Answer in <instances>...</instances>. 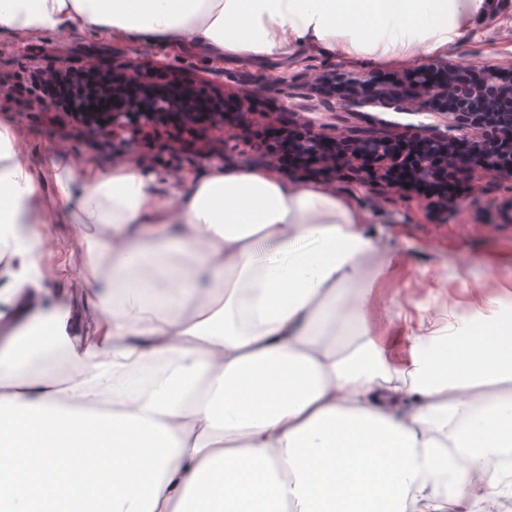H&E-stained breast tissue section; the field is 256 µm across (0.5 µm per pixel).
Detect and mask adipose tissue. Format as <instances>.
Returning a JSON list of instances; mask_svg holds the SVG:
<instances>
[{
    "mask_svg": "<svg viewBox=\"0 0 512 512\" xmlns=\"http://www.w3.org/2000/svg\"><path fill=\"white\" fill-rule=\"evenodd\" d=\"M494 0H0V28L111 30L261 63L298 49L414 59ZM0 124V303L39 289L38 186ZM101 318L64 328L65 298L0 344V435L39 433L46 486L82 473L80 442L112 439L113 491L64 512H489L512 499V311L422 317L394 364L366 305L391 262L343 196L274 166L214 162L172 195L135 161L59 168ZM475 471L483 483L469 485Z\"/></svg>",
    "mask_w": 512,
    "mask_h": 512,
    "instance_id": "ef3b65f1",
    "label": "adipose tissue"
}]
</instances>
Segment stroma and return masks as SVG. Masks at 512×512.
Returning a JSON list of instances; mask_svg holds the SVG:
<instances>
[{"instance_id": "1", "label": "stroma", "mask_w": 512, "mask_h": 512, "mask_svg": "<svg viewBox=\"0 0 512 512\" xmlns=\"http://www.w3.org/2000/svg\"><path fill=\"white\" fill-rule=\"evenodd\" d=\"M129 54L137 65L168 69L209 83L224 94L244 95L265 82L282 83L284 92L264 96L271 111L327 124L333 133L401 132L445 125L441 115L425 110L394 112L366 106L346 112L334 99L305 88L304 76L311 71L351 74L385 67L368 55L349 58L318 50L285 60L272 57L257 65L245 59L217 62L194 47H137L112 33L79 27L0 29V121L17 129V151L41 188L45 214L37 228L50 239L49 249L39 259L42 286L47 294L65 295L70 330L78 338L90 335L100 312L82 277L85 255L76 228L57 217L62 204L55 195V167L69 163L109 170L122 165L123 159L111 148L96 147L95 134L73 123L62 128L45 124L40 98L27 93L11 95L7 83L50 69L104 63ZM439 57H461L480 67L511 68L512 0H496L494 10L475 20ZM150 154L149 148L140 149L142 169L162 181L183 182L206 166L182 148L171 152L167 165L150 163ZM333 191L351 199L365 218L367 232L381 239L393 254L389 269L373 285L367 311L394 363L409 359L408 319L418 312L437 318L451 305L463 307L472 299L512 303V218L502 209L512 199V178L482 180L460 207L439 211L354 183L337 184Z\"/></svg>"}]
</instances>
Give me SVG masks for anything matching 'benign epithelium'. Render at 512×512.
Here are the masks:
<instances>
[{
	"label": "benign epithelium",
	"mask_w": 512,
	"mask_h": 512,
	"mask_svg": "<svg viewBox=\"0 0 512 512\" xmlns=\"http://www.w3.org/2000/svg\"><path fill=\"white\" fill-rule=\"evenodd\" d=\"M102 69H121L141 82L152 80V72L134 68L121 59L100 65ZM456 71V65L448 60L423 63L407 70L411 76V86L406 91H397L388 84L377 81L376 74L362 72L349 75H330L325 72H311L307 75L309 85L323 90L333 84L344 81L350 92H330L338 104L347 109L366 105L379 106L395 111L430 108L434 98L449 100L453 108L444 110L447 127L456 131L453 136L438 129L425 131H403L395 134L369 133L364 135H333L322 124L311 120L301 122L303 139L301 151L316 154L319 145L326 140L342 141L349 145L346 153L333 159L316 158L317 166L323 171V177L336 182H353L370 189L391 192L401 199L413 197L411 188L394 185L386 181L383 174L396 164V158L390 150V141L397 137H408L422 142L411 177L424 183L437 181L441 176V166L436 153L448 149V142L458 141L466 145L468 151L483 158L480 163L458 165L459 176L472 185L487 175H506L512 177V162L506 164L495 155V145L503 137L512 139V111L502 112L495 107V93L501 79L512 77V68L486 66L482 69V82L478 85L467 83H448L447 75ZM274 87L268 82L257 86L250 96L238 100L240 112L235 127H224V139H233L240 152L263 165L279 166L278 158L261 141L249 136L247 130L253 127L259 113L253 109L255 100ZM175 102L165 96L154 98L150 106L134 116L127 112H115L112 118V130H123L135 135L138 128L150 122L154 112H175Z\"/></svg>",
	"instance_id": "obj_1"
}]
</instances>
